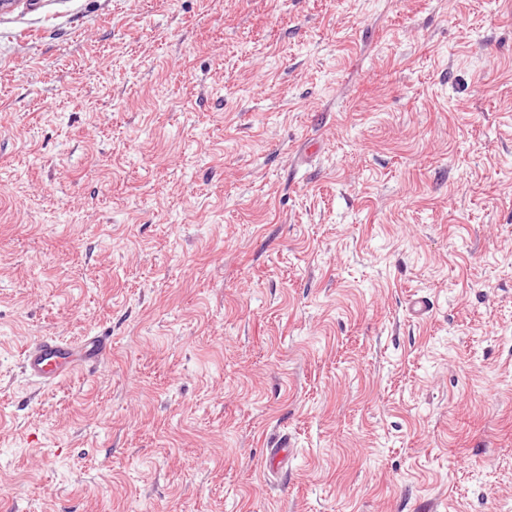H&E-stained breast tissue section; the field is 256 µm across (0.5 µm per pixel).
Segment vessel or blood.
Here are the masks:
<instances>
[{
    "label": "vessel or blood",
    "mask_w": 512,
    "mask_h": 512,
    "mask_svg": "<svg viewBox=\"0 0 512 512\" xmlns=\"http://www.w3.org/2000/svg\"><path fill=\"white\" fill-rule=\"evenodd\" d=\"M111 345V337L99 332L77 341L44 337L23 349V371L32 382L50 385L70 378L83 368L94 367Z\"/></svg>",
    "instance_id": "1"
}]
</instances>
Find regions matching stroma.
I'll return each mask as SVG.
<instances>
[{"label":"stroma","mask_w":512,"mask_h":512,"mask_svg":"<svg viewBox=\"0 0 512 512\" xmlns=\"http://www.w3.org/2000/svg\"><path fill=\"white\" fill-rule=\"evenodd\" d=\"M0 512H512V0L0 12ZM111 345L112 337L99 332L77 341L43 337L23 349V371L32 382L50 385L94 367Z\"/></svg>","instance_id":"stroma-1"}]
</instances>
